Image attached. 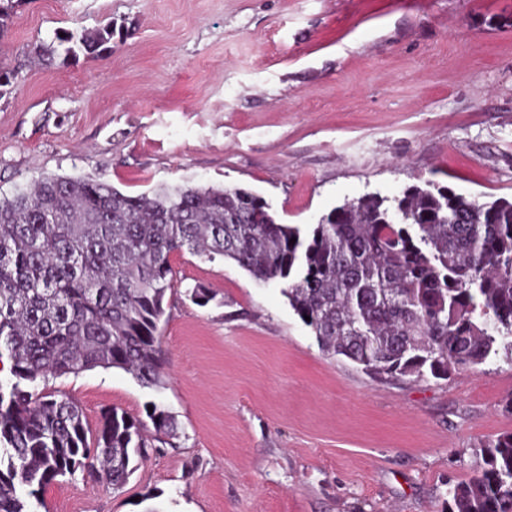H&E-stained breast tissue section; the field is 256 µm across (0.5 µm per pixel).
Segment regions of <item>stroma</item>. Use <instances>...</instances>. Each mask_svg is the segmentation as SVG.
Wrapping results in <instances>:
<instances>
[{
	"mask_svg": "<svg viewBox=\"0 0 512 512\" xmlns=\"http://www.w3.org/2000/svg\"><path fill=\"white\" fill-rule=\"evenodd\" d=\"M111 52L32 62L62 29ZM0 65V196L49 175L130 195L256 191L306 229L344 201L430 180L512 198V0H14ZM166 386L120 369L49 379L89 431L165 405L178 432L120 490L61 477L37 512H443L512 432V361L379 380L326 356L278 282L171 258ZM208 289L204 306L191 297Z\"/></svg>",
	"mask_w": 512,
	"mask_h": 512,
	"instance_id": "obj_1",
	"label": "stroma"
}]
</instances>
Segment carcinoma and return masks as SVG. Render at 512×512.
I'll return each mask as SVG.
<instances>
[{"label": "carcinoma", "mask_w": 512, "mask_h": 512, "mask_svg": "<svg viewBox=\"0 0 512 512\" xmlns=\"http://www.w3.org/2000/svg\"><path fill=\"white\" fill-rule=\"evenodd\" d=\"M113 35L110 24L66 30L30 54L46 66L95 57ZM185 249L284 282L322 351L376 377L441 379L512 356V199L428 180L346 201L305 232L242 187L129 195L90 177H43L0 198V360L10 363L0 512H32L30 499L78 471L118 491L153 442L176 435L175 416L154 402L144 420L105 412L91 437L76 402L38 386L116 368L162 388L170 258ZM483 452V466L449 489L446 512H512V432Z\"/></svg>", "instance_id": "1"}]
</instances>
